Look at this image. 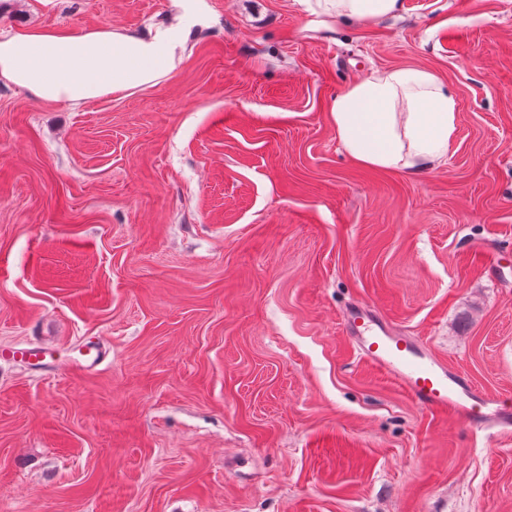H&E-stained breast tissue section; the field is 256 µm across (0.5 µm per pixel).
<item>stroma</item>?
Masks as SVG:
<instances>
[{"label":"stroma","mask_w":512,"mask_h":512,"mask_svg":"<svg viewBox=\"0 0 512 512\" xmlns=\"http://www.w3.org/2000/svg\"><path fill=\"white\" fill-rule=\"evenodd\" d=\"M0 0V32L181 22L153 88L80 108L0 79V512H512V433L413 403L343 332L369 304L512 397V0ZM458 101L446 161L356 164L375 69ZM90 342L106 352L78 370ZM399 0H315L310 9L331 19L366 20L393 12Z\"/></svg>","instance_id":"35a3bbf8"}]
</instances>
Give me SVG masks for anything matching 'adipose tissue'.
<instances>
[{
    "instance_id": "adipose-tissue-1",
    "label": "adipose tissue",
    "mask_w": 512,
    "mask_h": 512,
    "mask_svg": "<svg viewBox=\"0 0 512 512\" xmlns=\"http://www.w3.org/2000/svg\"><path fill=\"white\" fill-rule=\"evenodd\" d=\"M398 0H315L314 13L366 20L393 12ZM180 25L142 33L101 26L73 36L49 28L0 33V78L35 98L79 107L151 88L181 62ZM329 120L356 163L418 174L442 165L454 140L457 101L433 72L373 71L336 94Z\"/></svg>"
}]
</instances>
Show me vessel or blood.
<instances>
[{"mask_svg": "<svg viewBox=\"0 0 512 512\" xmlns=\"http://www.w3.org/2000/svg\"><path fill=\"white\" fill-rule=\"evenodd\" d=\"M343 326L361 359L426 411L475 432L512 429V401L487 396L465 374L449 370L424 344L391 333L372 306L345 313Z\"/></svg>", "mask_w": 512, "mask_h": 512, "instance_id": "obj_1", "label": "vessel or blood"}]
</instances>
